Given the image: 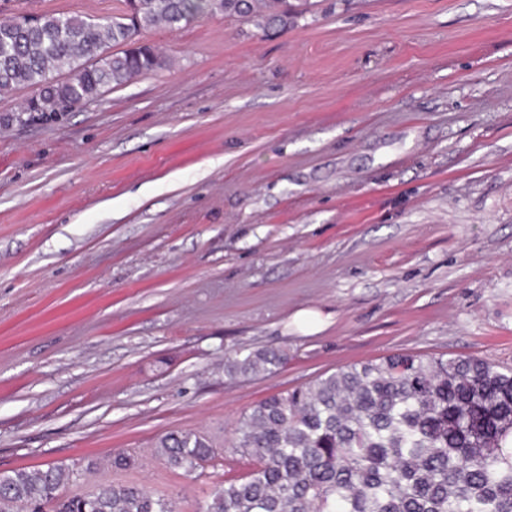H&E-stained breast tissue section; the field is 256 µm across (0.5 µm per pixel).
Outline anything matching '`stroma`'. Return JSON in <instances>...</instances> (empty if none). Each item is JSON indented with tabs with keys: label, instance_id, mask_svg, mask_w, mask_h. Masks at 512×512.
<instances>
[{
	"label": "stroma",
	"instance_id": "stroma-1",
	"mask_svg": "<svg viewBox=\"0 0 512 512\" xmlns=\"http://www.w3.org/2000/svg\"><path fill=\"white\" fill-rule=\"evenodd\" d=\"M145 37L170 65L75 111L18 125L27 90L0 97V470L89 463L78 488L195 512L250 471L233 429L267 397L399 352L512 364V0H303L283 29ZM261 348L287 363L225 374ZM176 429L222 464L167 467Z\"/></svg>",
	"mask_w": 512,
	"mask_h": 512
}]
</instances>
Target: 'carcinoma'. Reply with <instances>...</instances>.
Segmentation results:
<instances>
[{
  "label": "carcinoma",
  "mask_w": 512,
  "mask_h": 512,
  "mask_svg": "<svg viewBox=\"0 0 512 512\" xmlns=\"http://www.w3.org/2000/svg\"><path fill=\"white\" fill-rule=\"evenodd\" d=\"M107 17L0 19V96L38 93L17 113L48 119L167 65L143 39L206 16H259L286 26L290 0H126ZM287 359L258 349L227 360L231 377L272 373ZM193 473L218 453L208 437L172 430L154 443ZM233 448L252 460L197 512H512V367L482 358L398 353L340 366L274 395L237 422ZM67 464L0 471V512H177L136 484L73 491Z\"/></svg>",
  "instance_id": "obj_1"
}]
</instances>
